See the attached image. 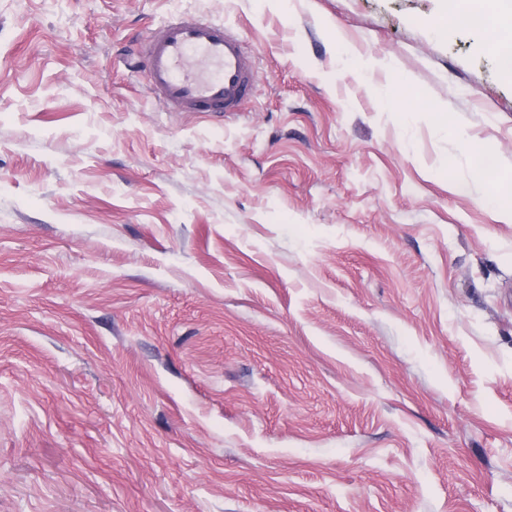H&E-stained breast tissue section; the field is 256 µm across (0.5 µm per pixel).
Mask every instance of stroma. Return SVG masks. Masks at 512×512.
I'll use <instances>...</instances> for the list:
<instances>
[{
  "instance_id": "35a3bbf8",
  "label": "stroma",
  "mask_w": 512,
  "mask_h": 512,
  "mask_svg": "<svg viewBox=\"0 0 512 512\" xmlns=\"http://www.w3.org/2000/svg\"><path fill=\"white\" fill-rule=\"evenodd\" d=\"M453 9L0 0V512H512V78ZM183 13L240 112L150 93ZM143 63L162 104L176 112H240L255 81L240 39L224 24L191 14L149 40ZM474 163L490 188L491 199L512 206V165L503 167L481 145L470 146Z\"/></svg>"
}]
</instances>
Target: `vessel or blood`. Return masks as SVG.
<instances>
[{
    "label": "vessel or blood",
    "instance_id": "vessel-or-blood-1",
    "mask_svg": "<svg viewBox=\"0 0 512 512\" xmlns=\"http://www.w3.org/2000/svg\"><path fill=\"white\" fill-rule=\"evenodd\" d=\"M144 67L162 104L176 112H237L255 81L240 39L223 24L185 14L146 45Z\"/></svg>",
    "mask_w": 512,
    "mask_h": 512
}]
</instances>
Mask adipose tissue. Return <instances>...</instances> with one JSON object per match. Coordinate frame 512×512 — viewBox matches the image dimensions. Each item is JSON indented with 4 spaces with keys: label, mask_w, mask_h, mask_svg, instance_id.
Returning <instances> with one entry per match:
<instances>
[{
    "label": "adipose tissue",
    "mask_w": 512,
    "mask_h": 512,
    "mask_svg": "<svg viewBox=\"0 0 512 512\" xmlns=\"http://www.w3.org/2000/svg\"><path fill=\"white\" fill-rule=\"evenodd\" d=\"M455 4L460 15L481 28L485 49L512 76V0H455ZM471 153L491 198L512 206V167L502 166L481 145H472Z\"/></svg>",
    "instance_id": "obj_1"
}]
</instances>
